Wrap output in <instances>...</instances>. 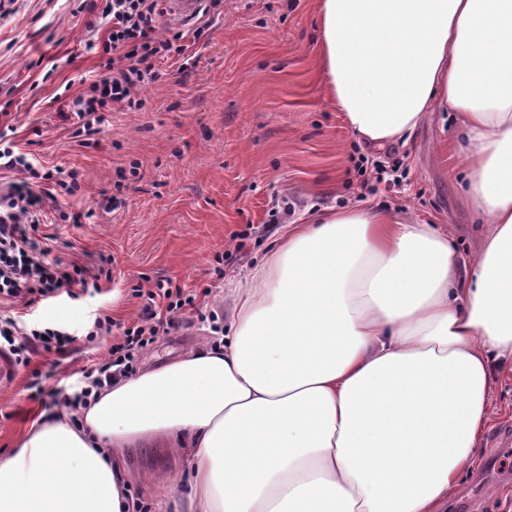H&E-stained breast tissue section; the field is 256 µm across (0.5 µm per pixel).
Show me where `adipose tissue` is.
I'll use <instances>...</instances> for the list:
<instances>
[{"instance_id":"ef3b65f1","label":"adipose tissue","mask_w":512,"mask_h":512,"mask_svg":"<svg viewBox=\"0 0 512 512\" xmlns=\"http://www.w3.org/2000/svg\"><path fill=\"white\" fill-rule=\"evenodd\" d=\"M320 67L359 138L450 108L469 255L372 209L285 225L224 291V336L41 417L0 512H127L128 448L190 458L184 512H445L512 366V0H318Z\"/></svg>"}]
</instances>
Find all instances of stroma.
Returning <instances> with one entry per match:
<instances>
[{"label":"stroma","mask_w":512,"mask_h":512,"mask_svg":"<svg viewBox=\"0 0 512 512\" xmlns=\"http://www.w3.org/2000/svg\"><path fill=\"white\" fill-rule=\"evenodd\" d=\"M103 0H12L0 9V133L44 165L74 167L83 194L71 209L93 211L80 224H50L56 255L94 267L112 259L111 279L98 292L59 293L28 308L30 322L76 334L96 314L134 320L143 281L170 279L209 288L200 312L158 337L139 365L161 364L212 336L226 322L224 285L256 265L282 225L304 213L370 207L447 231L461 254L477 234L461 203L465 171L462 131L452 112H435L407 143L373 145L357 137L327 94L318 67L317 0H224L222 10L202 4L188 25L166 22L160 37L181 33L184 55L157 62L158 80L139 90L138 112H108L96 141L83 147L62 116V102L98 75L87 49L102 36ZM397 165L374 193L361 190V157ZM137 175H130V168ZM129 173L124 206L113 209L119 170ZM105 344L76 342L64 358L34 355L0 382V455L41 415L59 410L61 391L76 382L89 356ZM40 379L45 396H32ZM499 469L474 465L460 481L447 512H512V449L492 451ZM133 498L157 512L179 499L189 471L186 456L168 448H130L126 454Z\"/></svg>","instance_id":"stroma-1"}]
</instances>
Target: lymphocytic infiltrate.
Here are the masks:
<instances>
[{"label": "lymphocytic infiltrate", "mask_w": 512, "mask_h": 512, "mask_svg": "<svg viewBox=\"0 0 512 512\" xmlns=\"http://www.w3.org/2000/svg\"><path fill=\"white\" fill-rule=\"evenodd\" d=\"M101 15L105 34L93 45L100 72L66 104L76 118L77 138L99 134L107 111L141 110L144 103L138 90L157 80V60L185 52L184 46L157 35L164 16L160 0H106ZM0 170L20 176L0 196V299H21L30 307L63 290L98 288L101 278L110 277L105 267L92 276L78 264H63L52 257L50 248L37 243L43 225L80 223L81 213L57 205L58 200L81 195L77 168H45L9 144L0 148ZM208 294L205 288L189 289L165 280L147 290L135 288V297L144 298L145 304L133 323L117 327L110 316H97L85 341L107 336L111 343L103 357L89 359L83 367L77 385L64 398L65 408L78 410L111 386L113 378L132 375L140 352L158 336L177 329L185 311L196 309L198 299ZM75 340V335L54 327H27L18 312L0 308V354L13 365H28L40 351L67 355Z\"/></svg>", "instance_id": "obj_1"}]
</instances>
